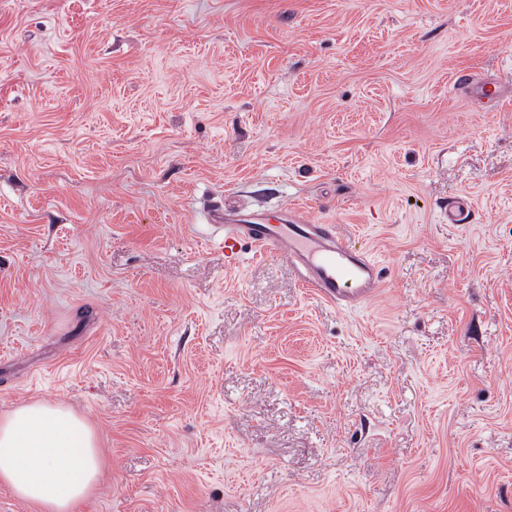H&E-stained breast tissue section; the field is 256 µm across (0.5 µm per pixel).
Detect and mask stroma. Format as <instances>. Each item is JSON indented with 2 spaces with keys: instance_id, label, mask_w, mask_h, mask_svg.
<instances>
[{
  "instance_id": "obj_1",
  "label": "stroma",
  "mask_w": 512,
  "mask_h": 512,
  "mask_svg": "<svg viewBox=\"0 0 512 512\" xmlns=\"http://www.w3.org/2000/svg\"><path fill=\"white\" fill-rule=\"evenodd\" d=\"M459 76L512 96V0H0V414L88 422L79 512H512V103ZM220 195L378 293L227 262ZM457 90H467V93L473 97L475 102L483 108L495 110L503 97L501 87L491 81L472 84L469 79L462 80L458 83ZM227 208L223 197L211 198L205 217L221 239L224 257L236 260L242 243L259 254H281L300 273L303 288L344 309L371 300L380 286L377 264L367 250H355L334 224H305L296 207L277 217L243 216ZM443 216L451 224H472L475 219L471 206L461 199L448 203V206L443 209Z\"/></svg>"
}]
</instances>
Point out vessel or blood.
Instances as JSON below:
<instances>
[{"label":"vessel or blood","instance_id":"obj_1","mask_svg":"<svg viewBox=\"0 0 512 512\" xmlns=\"http://www.w3.org/2000/svg\"><path fill=\"white\" fill-rule=\"evenodd\" d=\"M459 89L467 91L484 108H497L503 92L497 83L473 84L462 80ZM443 215L452 224H470L475 213L467 201L450 202ZM205 217L224 246L226 258L235 260L242 243L257 253L281 254L300 273L301 284L324 301L344 309L371 300L380 286L377 264L366 250L354 249L333 224L306 223L300 210L287 208L270 217L262 213L243 216L225 206L222 199H210Z\"/></svg>","mask_w":512,"mask_h":512}]
</instances>
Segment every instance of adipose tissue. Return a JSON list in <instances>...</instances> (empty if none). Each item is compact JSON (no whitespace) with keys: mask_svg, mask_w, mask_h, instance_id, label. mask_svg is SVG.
Wrapping results in <instances>:
<instances>
[{"mask_svg":"<svg viewBox=\"0 0 512 512\" xmlns=\"http://www.w3.org/2000/svg\"><path fill=\"white\" fill-rule=\"evenodd\" d=\"M103 466L90 425L60 403L33 402L0 417V486L40 512H76Z\"/></svg>","mask_w":512,"mask_h":512,"instance_id":"ef3b65f1","label":"adipose tissue"}]
</instances>
